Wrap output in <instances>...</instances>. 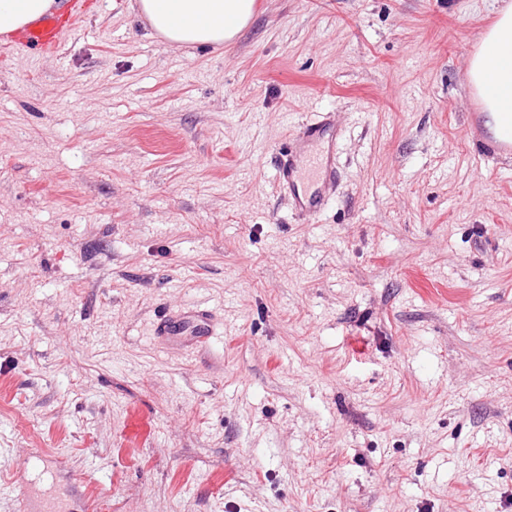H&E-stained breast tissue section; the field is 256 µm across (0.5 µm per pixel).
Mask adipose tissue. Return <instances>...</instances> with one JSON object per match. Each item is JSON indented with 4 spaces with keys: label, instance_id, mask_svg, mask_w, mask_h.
Wrapping results in <instances>:
<instances>
[{
    "label": "adipose tissue",
    "instance_id": "adipose-tissue-1",
    "mask_svg": "<svg viewBox=\"0 0 512 512\" xmlns=\"http://www.w3.org/2000/svg\"><path fill=\"white\" fill-rule=\"evenodd\" d=\"M52 0H0V32L23 28L41 17ZM256 0H140L139 13L153 32L172 45L234 41L253 19ZM467 67L470 87L499 132L512 134V5L478 35Z\"/></svg>",
    "mask_w": 512,
    "mask_h": 512
}]
</instances>
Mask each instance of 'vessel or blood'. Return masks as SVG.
I'll return each mask as SVG.
<instances>
[{
	"label": "vessel or blood",
	"mask_w": 512,
	"mask_h": 512,
	"mask_svg": "<svg viewBox=\"0 0 512 512\" xmlns=\"http://www.w3.org/2000/svg\"><path fill=\"white\" fill-rule=\"evenodd\" d=\"M86 8L85 0H68L66 11L47 13L24 30L0 37V49L17 54L24 51L55 54ZM336 144V126L326 118L305 124L285 145L278 184L298 216L317 215L329 199L339 176ZM214 322V310L199 306L163 313L156 322L155 332L170 342L202 352L210 343ZM9 485L19 512H72L69 500L78 493L74 485L43 492L23 484L17 475Z\"/></svg>",
	"instance_id": "obj_1"
}]
</instances>
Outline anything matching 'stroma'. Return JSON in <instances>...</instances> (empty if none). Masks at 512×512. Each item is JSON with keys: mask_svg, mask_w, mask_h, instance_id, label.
<instances>
[{"mask_svg": "<svg viewBox=\"0 0 512 512\" xmlns=\"http://www.w3.org/2000/svg\"><path fill=\"white\" fill-rule=\"evenodd\" d=\"M0 51V475L100 512H512V160L467 80L502 0H257L229 45L91 0ZM323 117L301 220L276 152ZM224 316L190 357L167 307ZM336 125L330 119L306 123L283 148L278 184L299 217L317 215L326 204L338 181L336 167ZM321 146L319 162H310L308 151Z\"/></svg>", "mask_w": 512, "mask_h": 512, "instance_id": "1", "label": "stroma"}]
</instances>
